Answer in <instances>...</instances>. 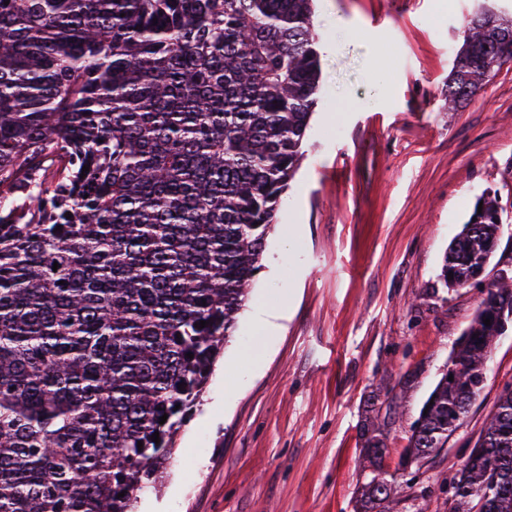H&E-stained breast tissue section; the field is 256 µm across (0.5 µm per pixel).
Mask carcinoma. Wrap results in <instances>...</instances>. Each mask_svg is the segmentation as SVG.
<instances>
[{"mask_svg": "<svg viewBox=\"0 0 512 512\" xmlns=\"http://www.w3.org/2000/svg\"><path fill=\"white\" fill-rule=\"evenodd\" d=\"M312 16L313 0H0V512H136L166 468L300 165ZM509 43L512 19L469 20L448 109ZM477 202L448 289L474 284L512 222L498 191ZM491 288L412 426L415 459L448 443L512 326V277ZM393 492L372 474L364 512ZM452 497L512 512V384Z\"/></svg>", "mask_w": 512, "mask_h": 512, "instance_id": "cac0c4a2", "label": "carcinoma"}]
</instances>
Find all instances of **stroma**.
I'll use <instances>...</instances> for the list:
<instances>
[{
  "label": "stroma",
  "instance_id": "35a3bbf8",
  "mask_svg": "<svg viewBox=\"0 0 512 512\" xmlns=\"http://www.w3.org/2000/svg\"><path fill=\"white\" fill-rule=\"evenodd\" d=\"M512 0H316L318 105L259 274L171 464L138 512H357L377 420L395 512H450L451 482L512 384V328L446 447L402 470L411 427L482 305L443 257L476 199L512 185V61L458 111L465 24ZM287 307L253 331L255 306Z\"/></svg>",
  "mask_w": 512,
  "mask_h": 512
}]
</instances>
